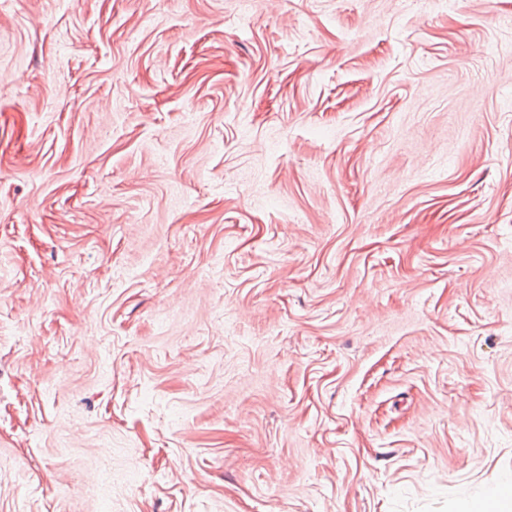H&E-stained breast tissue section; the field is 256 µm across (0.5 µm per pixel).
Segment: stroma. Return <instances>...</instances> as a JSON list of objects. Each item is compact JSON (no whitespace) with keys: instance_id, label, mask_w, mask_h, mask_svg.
<instances>
[{"instance_id":"35a3bbf8","label":"stroma","mask_w":512,"mask_h":512,"mask_svg":"<svg viewBox=\"0 0 512 512\" xmlns=\"http://www.w3.org/2000/svg\"><path fill=\"white\" fill-rule=\"evenodd\" d=\"M505 485L512 0H0V512Z\"/></svg>"}]
</instances>
